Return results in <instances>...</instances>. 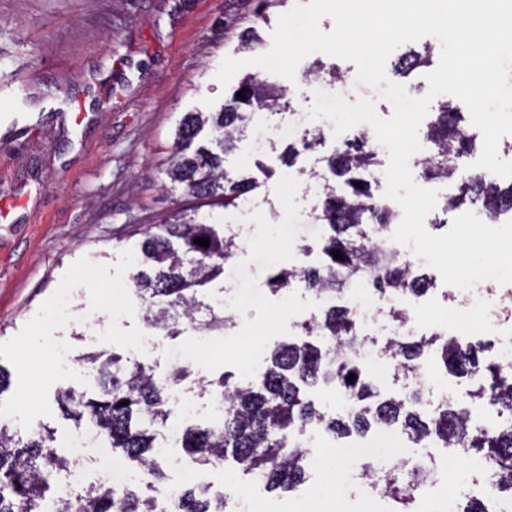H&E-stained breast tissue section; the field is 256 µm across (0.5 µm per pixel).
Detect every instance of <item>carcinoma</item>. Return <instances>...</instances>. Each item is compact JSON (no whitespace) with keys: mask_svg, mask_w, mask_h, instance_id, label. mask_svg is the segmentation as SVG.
I'll return each mask as SVG.
<instances>
[{"mask_svg":"<svg viewBox=\"0 0 512 512\" xmlns=\"http://www.w3.org/2000/svg\"><path fill=\"white\" fill-rule=\"evenodd\" d=\"M432 64V51L408 50L395 63V73L406 77ZM234 96L218 112H187L175 129L177 152L163 173L172 189L192 200L238 209L258 184L251 173L228 169L227 158L247 136L256 114L281 106L284 90L256 74L245 77ZM210 127V145L196 143ZM463 113L445 103L427 124L426 136L434 153L421 162L429 179L457 178L455 190L443 210L464 205L480 207L497 219L512 212V183L502 186L485 173L467 167L473 137ZM323 133L303 139L302 147L289 143L281 154L285 165L297 164L302 152L324 141ZM382 166L378 154L364 140L344 139L327 158L331 177L320 179L315 220L328 227L319 265L300 261L291 268H275L266 284L273 294L286 293L295 284L320 300L330 299L321 315L301 324L305 338L281 342L271 349L270 366L260 384H242L225 372L217 378L196 377L177 361L161 372L151 362L117 353L90 350L77 361L97 372L91 391L72 386L57 389L55 399L63 418L109 442L128 459L143 466L144 482L159 489L165 483L164 448L171 417V388L190 382L210 395L214 415L202 423L185 425L175 437L188 463L215 468L229 462L243 474L259 478L271 490L295 492L306 483L309 451L304 432L321 428L337 437L366 435L381 423H393L420 443L435 441L464 456H478L494 470L500 493L512 492V425L475 428L471 412L446 401L429 412L419 411L424 391L403 396L383 395L373 385L359 356L358 330L350 307L334 303L348 281L358 278L381 294L406 292L407 306L428 289L430 278L421 268H408L396 255L393 241L383 231L396 220L391 207L377 199L372 174ZM197 237L209 246L194 243ZM142 260L131 275V288L143 307L148 328L174 338L177 325L186 320L203 329L222 330L232 318L221 314L203 287L224 273L239 245L232 228L224 234L198 220L197 208L176 213L162 224H150L138 244ZM341 252L337 260L333 253ZM321 337L316 343L313 335ZM480 347L441 334L411 341L390 338L380 353L393 380L420 383L433 358L445 372L470 383L466 395L512 412V366L480 362ZM355 375L352 382L349 375ZM317 386L332 387L344 408L324 410L308 397ZM128 401L123 406L121 402ZM55 430L46 426L26 435L0 425V512H155V497L138 488L109 490L89 485L67 495L54 491L55 478L68 469V460L54 447ZM423 481L422 470L400 463L383 479L382 491L410 512L414 492ZM179 512H227V494L207 485L183 486L176 491Z\"/></svg>","mask_w":512,"mask_h":512,"instance_id":"obj_1","label":"carcinoma"}]
</instances>
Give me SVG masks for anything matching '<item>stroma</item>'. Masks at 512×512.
I'll list each match as a JSON object with an SVG mask.
<instances>
[{
  "label": "stroma",
  "instance_id": "35a3bbf8",
  "mask_svg": "<svg viewBox=\"0 0 512 512\" xmlns=\"http://www.w3.org/2000/svg\"><path fill=\"white\" fill-rule=\"evenodd\" d=\"M296 2L272 7L266 22L256 18L255 0H0V343L37 314L79 258L113 264L120 252L136 249L146 225L185 207L186 196L162 174L177 123L187 112L216 111L231 97L216 79L222 60L246 58L240 39L250 26L259 52H267L275 18ZM333 71L347 83L348 102L364 95L353 63L315 53L300 63L295 81L285 82L286 106L254 126L251 137L306 111ZM337 143L326 131L324 143L293 169L278 153L257 155L249 140L241 142L234 167L250 170L259 160L272 176L259 177L248 209L206 206L200 213L221 226L242 225L237 259L247 301L234 310L233 327L203 332L182 323L176 338L158 337L145 360L167 368L166 351L174 347L195 375L230 372L256 384L270 347L299 339L301 323L324 304L299 287L272 295L267 268L295 265L304 246L310 264L321 262L326 228L305 232L316 199L297 170H323ZM71 297L77 318L53 336L75 356L97 343L109 316L89 311L86 288L76 287ZM315 437L310 453L317 463L302 492L270 493L230 468L202 477L233 497L243 490L264 496L267 512H328L336 475L348 478L352 470L334 458L330 435ZM476 463L452 459L447 493L430 504L416 500L413 512H457L479 476Z\"/></svg>",
  "mask_w": 512,
  "mask_h": 512
}]
</instances>
